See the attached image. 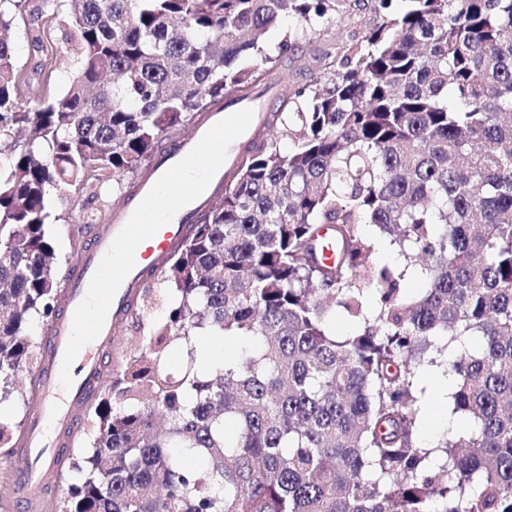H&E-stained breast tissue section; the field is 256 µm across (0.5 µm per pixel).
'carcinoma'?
<instances>
[{
  "instance_id": "obj_1",
  "label": "carcinoma",
  "mask_w": 512,
  "mask_h": 512,
  "mask_svg": "<svg viewBox=\"0 0 512 512\" xmlns=\"http://www.w3.org/2000/svg\"><path fill=\"white\" fill-rule=\"evenodd\" d=\"M345 2L42 0L57 35L34 36L35 74L60 51L78 69L31 110L9 36L25 0H0V402L22 371L26 406L39 386L31 323L50 324L61 293L51 192L132 190L165 141L285 63L291 35L274 55L270 28L304 30ZM373 10L376 29L316 49L280 94L272 117L288 115L293 149L246 145L128 306L138 321L175 296L103 378L57 512H512V0ZM409 273L424 283L413 296ZM201 332L253 345L204 373ZM424 367L451 378L470 422L431 448L417 438Z\"/></svg>"
}]
</instances>
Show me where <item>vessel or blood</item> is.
<instances>
[{
  "mask_svg": "<svg viewBox=\"0 0 512 512\" xmlns=\"http://www.w3.org/2000/svg\"><path fill=\"white\" fill-rule=\"evenodd\" d=\"M263 103L210 112L183 135L175 149L144 178L136 194L114 208L78 259L65 312L53 323L40 372V393L17 457L18 492L37 506L58 461L53 438L99 382L100 357L111 346L128 296L144 275L159 272L172 241L224 184L239 142L254 138Z\"/></svg>",
  "mask_w": 512,
  "mask_h": 512,
  "instance_id": "b4317fda",
  "label": "vessel or blood"
}]
</instances>
